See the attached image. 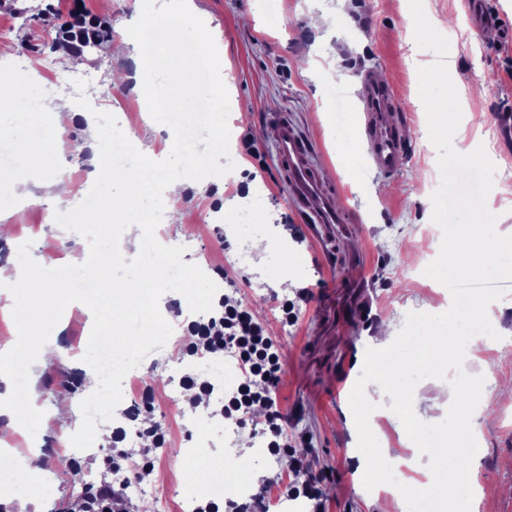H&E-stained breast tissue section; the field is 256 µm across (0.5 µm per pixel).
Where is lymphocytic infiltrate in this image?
<instances>
[{
    "label": "lymphocytic infiltrate",
    "mask_w": 512,
    "mask_h": 512,
    "mask_svg": "<svg viewBox=\"0 0 512 512\" xmlns=\"http://www.w3.org/2000/svg\"><path fill=\"white\" fill-rule=\"evenodd\" d=\"M107 25L106 20L78 6H71L67 20L59 30V40L69 49L78 50ZM193 337L188 355L201 352H230L240 365L239 383L225 396L219 410L225 419L246 424L251 412L267 408L261 434L270 457L279 458L288 450L283 417L274 411L276 389L280 383L282 360L278 341L265 325L242 308L241 304L221 302L215 316L190 321ZM154 464L149 449L121 450L112 458V479L88 489L75 506V512H113L120 490L130 478L146 479Z\"/></svg>",
    "instance_id": "obj_1"
}]
</instances>
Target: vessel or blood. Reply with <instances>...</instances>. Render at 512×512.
Listing matches in <instances>:
<instances>
[{
  "label": "vessel or blood",
  "instance_id": "obj_1",
  "mask_svg": "<svg viewBox=\"0 0 512 512\" xmlns=\"http://www.w3.org/2000/svg\"><path fill=\"white\" fill-rule=\"evenodd\" d=\"M361 83L360 101L365 117L363 135L375 169L380 174L388 175L399 165L403 147L402 135L390 115L394 94L387 83L371 74H364ZM278 131L277 155L294 197L316 206L314 223H340L336 194L325 189L293 125L285 120L279 121Z\"/></svg>",
  "mask_w": 512,
  "mask_h": 512
}]
</instances>
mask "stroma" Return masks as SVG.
Instances as JSON below:
<instances>
[{"label": "stroma", "mask_w": 512, "mask_h": 512, "mask_svg": "<svg viewBox=\"0 0 512 512\" xmlns=\"http://www.w3.org/2000/svg\"><path fill=\"white\" fill-rule=\"evenodd\" d=\"M196 13L224 48V83L234 122V171L221 177L186 181L178 203L181 223L158 225V241L182 246L184 262L197 264L213 281L221 282L218 297L229 296L250 309L281 346L283 372L276 405L286 420L288 440L310 465L293 472L286 462L259 452L258 434L237 429L224 439V421L210 418L208 407L193 404L190 395L172 399L177 370L211 380L223 356L181 355L184 340L153 349L122 382L121 408L149 390L153 402L146 417L168 433L169 453L154 460L145 487L159 512H183L182 502L198 491L182 458L189 419H209L211 445L205 454L213 463L212 478L223 479L224 496L236 498L244 473L259 475L261 484L285 478L317 481L326 512H375V493L366 491L357 470L359 450L349 396L360 375L365 351L372 345L381 316L403 325L407 313L440 314L448 308L449 291L422 275L438 255L440 228L432 222L431 195L439 185L438 152L428 137L427 117L419 96V67L436 56L414 38L409 0H194ZM425 12L450 43L446 64L457 88L462 119L453 138L462 153L497 142L493 164L512 165V150L500 144L498 124L512 113V0H489L497 25L472 32L459 31L469 19L463 0H423ZM65 17L57 0H6L0 4V29L12 54L0 58V224L10 225V240L0 241V268L20 255H40L43 240L54 242L55 266L68 264L74 252L73 232L54 221L57 209L45 191L23 197L26 177L18 164L15 137L43 132L40 115L22 117V107L45 96L78 94L96 99L98 108L115 115L122 130L140 136L156 157L171 151L172 130L144 112L130 89L114 84L127 71V57L114 55L111 42L94 50L71 52L54 39ZM372 71L395 94L392 110L397 126L406 130L403 162L392 174L375 170L360 130V82ZM341 72L343 82L330 80ZM85 78V91L74 81ZM345 92L344 110L351 125L336 122V92ZM287 117L309 142L319 178L337 189V207L345 221L334 238H314L304 219L311 207L297 204L276 164L273 119ZM88 119L74 115L63 144L50 145L35 178L63 174L76 188L73 203L87 192L85 176L90 158L79 155L74 143L86 142ZM252 142L256 154L245 153ZM235 200L225 209V200ZM293 283L282 288V279ZM309 295L295 325L281 324L278 299ZM492 324L499 334L468 370L485 377L481 404L485 416L473 463L486 488L479 512H512V397L499 394L512 382V287L496 310ZM93 321L79 309L50 316L43 338L65 350L66 369H44L35 394L18 391L0 381V395L13 409L37 407L46 421L42 432L20 429L4 442L17 455H26L38 440L47 451L34 471L37 479L20 482L16 474L0 471V512H18V504L34 499L39 512H70L84 491L80 473H102L112 444L94 443L82 453V470L74 472L70 458L53 453L71 432L55 423L52 409L59 400L79 406L88 396L82 360ZM445 380L421 381L414 393V412L428 422L447 413Z\"/></svg>", "instance_id": "obj_1"}]
</instances>
